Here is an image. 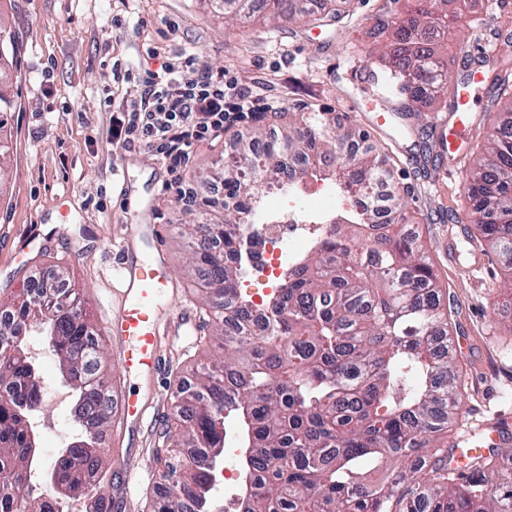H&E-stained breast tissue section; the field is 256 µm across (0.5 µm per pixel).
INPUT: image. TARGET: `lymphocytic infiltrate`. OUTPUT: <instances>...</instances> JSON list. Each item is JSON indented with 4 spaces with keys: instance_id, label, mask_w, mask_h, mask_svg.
Instances as JSON below:
<instances>
[{
    "instance_id": "1",
    "label": "lymphocytic infiltrate",
    "mask_w": 512,
    "mask_h": 512,
    "mask_svg": "<svg viewBox=\"0 0 512 512\" xmlns=\"http://www.w3.org/2000/svg\"><path fill=\"white\" fill-rule=\"evenodd\" d=\"M139 86L138 96L113 117L107 140L116 150L152 153L172 175L166 190L176 191L178 203L191 208L196 191L174 180V173L199 147L222 137L226 126L248 118L254 102L224 72L211 71L191 56L145 73Z\"/></svg>"
}]
</instances>
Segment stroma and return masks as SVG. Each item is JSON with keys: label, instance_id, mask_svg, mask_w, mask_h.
<instances>
[{"label": "stroma", "instance_id": "1", "mask_svg": "<svg viewBox=\"0 0 512 512\" xmlns=\"http://www.w3.org/2000/svg\"><path fill=\"white\" fill-rule=\"evenodd\" d=\"M408 5L352 0L341 23L315 27L273 20L262 8L247 22H228L208 0H0V21L15 28L21 43L20 80L0 85L17 103L0 132L6 146L0 156V304L37 273L61 267L69 270L94 329H101L105 310L118 300L113 250L124 225L148 220L159 225L168 268L179 282L174 304L189 307L198 322L195 331L164 338L161 369L149 382L127 379L111 345L102 346L98 378L115 393L154 395L157 405L139 438L112 426L104 432L107 467L132 466L143 474L133 503H126L121 484H113L112 512H146L150 492L163 482L153 450L173 423L180 384L214 353L212 321L185 271L187 225L224 218L223 196L201 176L235 158L242 137L289 126L300 112H326L366 133L394 175L408 229L419 236L450 300L449 349L462 367L468 398L449 440L466 437L475 445L480 424L512 421V270L494 251L468 244L478 233L462 179L471 159L452 161L442 152L423 163L418 131L448 118V111L439 101L417 115L386 111L367 63L391 44L370 36L380 11L395 18ZM475 11L482 25L450 37L443 48L449 69L481 48L499 46L512 56V39L498 33L512 16V0H477ZM177 55L224 71L264 107L229 128L222 144L199 148L180 172V181L197 190L187 210L164 190L169 175L154 157L117 153L105 143L118 101L136 97L139 76ZM108 85L115 92L110 103ZM123 190L128 200H121Z\"/></svg>", "mask_w": 512, "mask_h": 512}]
</instances>
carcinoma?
<instances>
[{"label":"carcinoma","mask_w":512,"mask_h":512,"mask_svg":"<svg viewBox=\"0 0 512 512\" xmlns=\"http://www.w3.org/2000/svg\"><path fill=\"white\" fill-rule=\"evenodd\" d=\"M447 0H412L409 21L378 20L373 36L390 34L395 49L370 63L372 76L401 104L417 112L442 92L450 112L476 73L490 84L491 103L512 114V58L503 67L479 71L464 61L457 78L436 41L448 32ZM213 8L235 6L234 19L251 17L256 0H209ZM290 0H265L272 17L301 19L317 27L339 22ZM15 31L0 21V81L16 65ZM365 134L320 112L301 114L276 140L256 152L262 138L243 141L239 161L226 163L217 178L224 196L253 202L268 185L257 175L282 166L284 152L315 159L289 180L328 182L351 208L333 214L326 234L252 319L238 296L245 235L224 226L249 223V209L236 207L224 223L199 231L188 225L187 273L205 293L224 358L202 364L181 389L175 427L166 446L154 451L164 478L149 512H212L213 476L224 459V426L235 418L251 457L253 490L239 512H512V470L502 449L452 467L457 445L446 441L449 425L464 406V382L453 358L437 350L448 335V309L423 245L404 231L402 197L390 187L391 173L369 148L351 158L348 144ZM474 224L499 257L512 263V125L505 122L484 142L467 172ZM379 227L375 238L365 237ZM63 291L32 300L14 297L13 322H0V512H25L31 470L25 466L31 415L39 388L33 361L22 348L37 330L48 338L62 377L72 392L81 446L61 449L48 478L64 497L83 501L84 512H104L90 476L105 469L98 436L112 418V399L95 378L100 344L79 293L56 273ZM228 299L240 303L242 329L224 330Z\"/></svg>","instance_id":"carcinoma-1"}]
</instances>
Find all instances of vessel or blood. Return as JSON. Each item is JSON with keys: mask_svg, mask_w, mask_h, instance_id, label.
Instances as JSON below:
<instances>
[{"mask_svg": "<svg viewBox=\"0 0 512 512\" xmlns=\"http://www.w3.org/2000/svg\"><path fill=\"white\" fill-rule=\"evenodd\" d=\"M146 225L126 229L112 266L118 283V302L104 318V334L113 347L126 376L148 381L157 371L163 334L178 330L187 321L185 313L162 308L161 297L175 291L162 248L143 258L130 257L129 244L146 233ZM152 405L150 398L125 393L117 402L122 424L140 426Z\"/></svg>", "mask_w": 512, "mask_h": 512, "instance_id": "b4317fda", "label": "vessel or blood"}]
</instances>
